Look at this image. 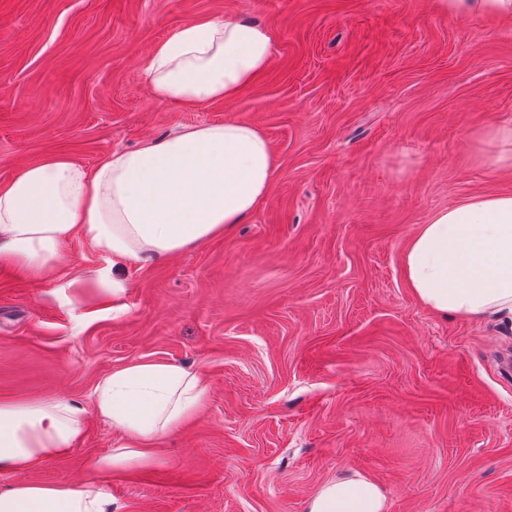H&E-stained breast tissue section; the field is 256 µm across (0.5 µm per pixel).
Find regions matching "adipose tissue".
<instances>
[{
  "label": "adipose tissue",
  "mask_w": 512,
  "mask_h": 512,
  "mask_svg": "<svg viewBox=\"0 0 512 512\" xmlns=\"http://www.w3.org/2000/svg\"><path fill=\"white\" fill-rule=\"evenodd\" d=\"M274 35L247 20L172 28L142 76L156 98L203 105L234 99L265 71ZM274 161L267 137L240 122L185 126L115 150L87 168L48 157L0 185V263L35 278L55 270L62 243L81 237L104 259L85 278L120 296L123 271L170 258L242 223L268 194ZM402 267L428 311L512 330V194L472 196L437 211L411 236ZM203 375L156 361L112 370L96 386L97 415L118 452L92 461L79 486L23 482L0 492V512H114L95 472L150 462L156 439L194 416ZM86 410L69 397L0 402V471H31L64 455L82 435ZM380 487L360 474L323 483L308 512H386Z\"/></svg>",
  "instance_id": "obj_1"
}]
</instances>
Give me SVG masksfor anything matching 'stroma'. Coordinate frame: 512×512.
<instances>
[{
    "instance_id": "obj_1",
    "label": "stroma",
    "mask_w": 512,
    "mask_h": 512,
    "mask_svg": "<svg viewBox=\"0 0 512 512\" xmlns=\"http://www.w3.org/2000/svg\"><path fill=\"white\" fill-rule=\"evenodd\" d=\"M238 17L274 34L250 86L155 98L140 70L171 28ZM225 121L261 130L275 163L243 223L129 269L117 300L0 274V401L89 406L112 370L163 361L205 371L204 407L149 464L97 474L118 439L89 412L68 454L0 490L93 475L116 512H307L356 472L387 512H512V333L434 316L401 265L435 212L512 193L483 137L512 124V20L439 0H0L1 184Z\"/></svg>"
}]
</instances>
